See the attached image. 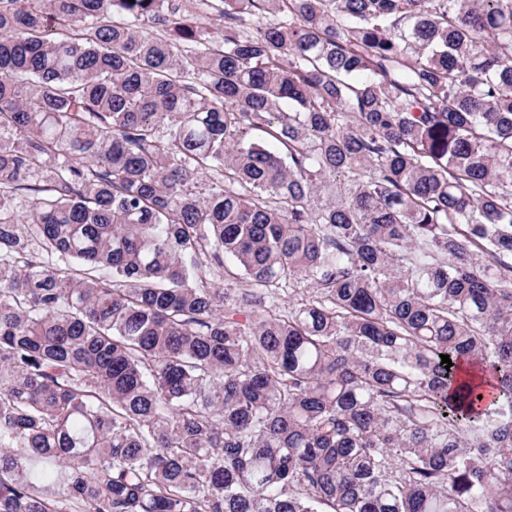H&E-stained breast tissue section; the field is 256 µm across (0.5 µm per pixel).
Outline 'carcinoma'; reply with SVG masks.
<instances>
[{
  "label": "carcinoma",
  "mask_w": 512,
  "mask_h": 512,
  "mask_svg": "<svg viewBox=\"0 0 512 512\" xmlns=\"http://www.w3.org/2000/svg\"><path fill=\"white\" fill-rule=\"evenodd\" d=\"M0 512H512V0H0Z\"/></svg>",
  "instance_id": "obj_1"
}]
</instances>
